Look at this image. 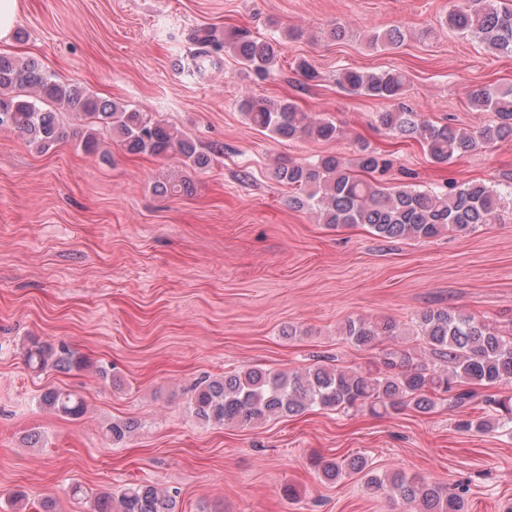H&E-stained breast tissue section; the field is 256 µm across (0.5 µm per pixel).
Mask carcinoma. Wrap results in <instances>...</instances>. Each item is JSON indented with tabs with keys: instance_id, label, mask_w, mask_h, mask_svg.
<instances>
[{
	"instance_id": "1",
	"label": "carcinoma",
	"mask_w": 512,
	"mask_h": 512,
	"mask_svg": "<svg viewBox=\"0 0 512 512\" xmlns=\"http://www.w3.org/2000/svg\"><path fill=\"white\" fill-rule=\"evenodd\" d=\"M446 26L466 32L491 52L512 53V8L501 0H451ZM283 39H259L240 31L219 40L214 30L198 32V49L191 53V69L201 75L203 65L221 63L219 52L229 49L238 64L257 75L267 74L277 62L283 40L302 35L286 30ZM338 83L356 94L399 100L406 92L405 73L389 70L365 73L350 68ZM473 108L490 112L494 119L472 130L451 124L438 125L403 106L379 112L376 122L387 132L419 140L431 160L446 164L483 145L512 140V87H489L471 97ZM254 130L280 139L335 141L343 136L330 119L316 118L290 101L272 103L248 96L238 105ZM69 112L85 124L82 147L94 152L99 136L131 154H174L198 169L211 158L182 130L124 104L103 101L86 89L58 79L35 60H16L0 55V128L15 130L38 150L50 149L68 136L56 114ZM389 162L358 145L354 158L324 155L313 161L280 163L276 181L295 191L294 205L315 213L324 224H363L389 238L429 239L444 232L468 233L478 226L501 222L512 190L502 191L481 181L452 184L446 191L404 184L380 186L375 174ZM413 335L420 337L432 362L411 364L407 351L392 350L371 366L328 367L316 364L304 370L269 371L247 367L194 385L189 399L195 416L217 425H256L271 418L294 416L319 407L332 411L366 409L383 415L401 406L429 412L448 399L457 408L476 402L492 413L459 422L465 431L493 432L512 424V395H484L482 387L512 386V329H502L463 310H426L414 321ZM342 334L359 348L374 349L383 340L402 335L390 318L352 319ZM26 367L35 373L70 371L86 367V359L65 343L48 344L29 336L23 344ZM39 405L52 413L77 419L85 411V398L53 387L40 395ZM133 423L109 424V441L120 443L132 432ZM322 477L336 483L360 474L373 496L400 499L415 512H466L464 498L417 475L396 471L384 477L367 469L362 456L321 464ZM69 493L88 499L90 512H179L177 501L149 483H134L117 492L88 495L79 486Z\"/></svg>"
}]
</instances>
